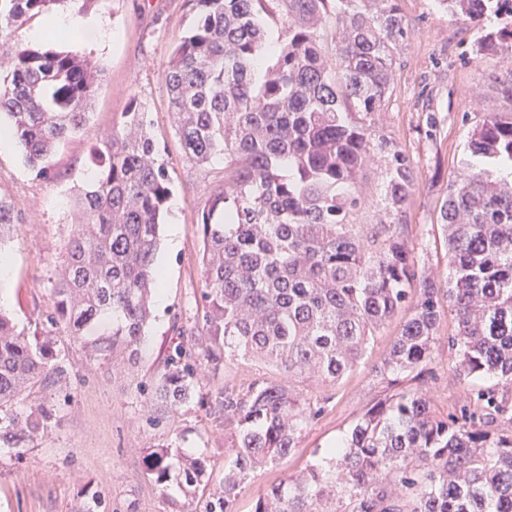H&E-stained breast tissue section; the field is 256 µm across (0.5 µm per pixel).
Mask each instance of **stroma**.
Instances as JSON below:
<instances>
[{
	"label": "stroma",
	"mask_w": 512,
	"mask_h": 512,
	"mask_svg": "<svg viewBox=\"0 0 512 512\" xmlns=\"http://www.w3.org/2000/svg\"><path fill=\"white\" fill-rule=\"evenodd\" d=\"M409 37L394 49L390 70L392 97L374 118L377 135L397 143L409 156L415 175L410 206L400 217L419 266L439 279L448 277V250L440 224V207L448 183L468 157L466 144L490 112L512 113V65L500 55L476 53L487 31L503 18L489 15L478 27L435 0H400ZM53 14H88L95 27L60 42L61 50L89 58L104 73L89 122L61 146L57 180L34 177L21 149L0 151V194L14 206L17 226L5 245L11 259L6 307L18 328L33 330L53 303L52 288L67 255L72 234L71 204L91 180L87 152L111 129L138 97L150 110L153 130L167 146L174 181L167 223L180 227L177 247L161 241L157 262L166 270L164 298L154 303V318L137 346L108 359L87 356L81 344L59 336L66 372L59 381L35 386L13 402L15 413L41 405L53 415L51 428L20 448L0 447V512H167L169 500L183 501L187 512H208L224 483L230 463V430L218 401L225 387L242 389L267 370L262 364L234 359L218 363L195 352L194 391L177 410L155 399V384L170 349L191 332L204 278L197 213L224 184V162L199 164L188 158L172 127L162 70L178 39L198 20L190 0H95L81 10L74 0L54 6ZM440 122L436 139L426 134L428 113ZM383 163L359 179L366 199L356 217L360 224L384 221ZM398 313L377 336L352 372L337 386L316 378L300 380L305 396L328 397L324 412L304 430L296 455L256 473L242 487L235 512H252L269 485L309 464H325V448L345 437L354 420L384 398L378 368L406 320ZM430 365L426 389L435 411L460 416L473 398L459 375L448 340L456 333L446 317ZM178 448L202 457L209 480L205 489L183 496L177 484L156 485L146 474L145 455L155 448Z\"/></svg>",
	"instance_id": "1"
}]
</instances>
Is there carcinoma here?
<instances>
[{
    "mask_svg": "<svg viewBox=\"0 0 512 512\" xmlns=\"http://www.w3.org/2000/svg\"><path fill=\"white\" fill-rule=\"evenodd\" d=\"M60 0H0V117L7 118L35 178L57 177L54 157L89 116L103 69L85 57L12 39L17 28ZM198 22L163 69L174 131L200 164L224 157V188L197 214L203 243V326L168 355L156 398L188 399V360L198 346L256 360L282 376L244 390L224 387L234 459L220 510L234 512L258 469L291 456L304 427L325 411L294 381L313 375L335 386L401 310L409 316L379 369L391 393L357 420L326 466L281 479L253 512H512V190L482 165L451 180L440 219L448 248L444 282L420 267L400 224L378 235L355 230L364 200L359 173L384 161L387 212L411 204L413 168L395 143L376 136L372 115L391 98L393 49L406 37L400 0H191ZM472 22L512 15V0H439ZM280 36L267 44L262 16ZM512 53V26L487 33L476 53ZM266 62L256 79L257 60ZM470 155L512 163V114H490L473 131ZM90 184L74 199L67 257L53 310L26 335L0 311V409L28 386L60 378L62 331L89 357L139 342L152 318L154 258L172 178L148 108L126 111L88 153ZM16 227L0 195V245ZM473 408L435 413L423 392L445 310ZM414 388H396L405 378ZM496 383L475 390V381ZM42 406L0 417V446L47 432ZM160 487L189 496L206 464L175 448L144 459Z\"/></svg>",
    "mask_w": 512,
    "mask_h": 512,
    "instance_id": "carcinoma-1",
    "label": "carcinoma"
}]
</instances>
